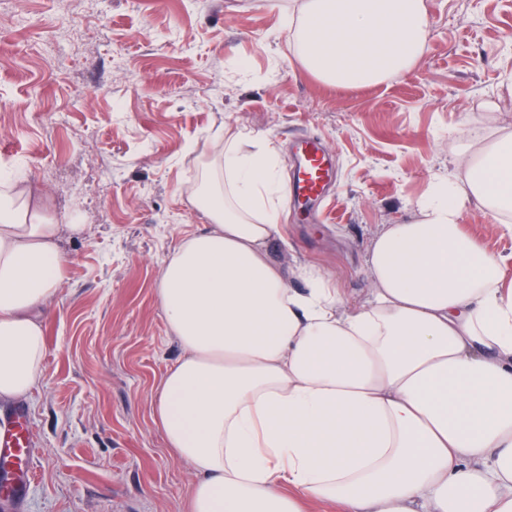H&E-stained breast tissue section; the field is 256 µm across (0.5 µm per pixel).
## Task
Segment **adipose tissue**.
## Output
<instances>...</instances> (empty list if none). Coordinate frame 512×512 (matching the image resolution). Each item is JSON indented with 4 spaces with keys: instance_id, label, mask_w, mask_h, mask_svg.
I'll list each match as a JSON object with an SVG mask.
<instances>
[{
    "instance_id": "adipose-tissue-1",
    "label": "adipose tissue",
    "mask_w": 512,
    "mask_h": 512,
    "mask_svg": "<svg viewBox=\"0 0 512 512\" xmlns=\"http://www.w3.org/2000/svg\"><path fill=\"white\" fill-rule=\"evenodd\" d=\"M424 0H301L303 67L369 86L408 71ZM275 144L229 142L195 191L211 227L176 246L157 296L181 348L153 421L196 479L190 512H512V279L463 229L478 207L512 235V136L437 181L374 238L373 287L344 304L322 272L288 285L268 242L285 198ZM23 181L0 178V402L42 377L41 312L67 260Z\"/></svg>"
}]
</instances>
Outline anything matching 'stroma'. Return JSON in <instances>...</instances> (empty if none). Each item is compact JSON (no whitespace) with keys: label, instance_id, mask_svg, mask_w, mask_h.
Masks as SVG:
<instances>
[{"label":"stroma","instance_id":"35a3bbf8","mask_svg":"<svg viewBox=\"0 0 512 512\" xmlns=\"http://www.w3.org/2000/svg\"><path fill=\"white\" fill-rule=\"evenodd\" d=\"M288 2L0 0V168L22 174L68 260L25 401L36 479L24 509L0 498V512H188L192 468L152 419L182 355L157 288L179 240L209 227L190 194L225 133L246 151L321 139L336 191L287 202L267 255L290 287L312 265L348 302L373 286L376 235L411 220L431 181L459 176L475 153L462 121L491 140L512 134V0H425L414 66L362 88L301 65ZM462 222L512 277V237L476 207Z\"/></svg>","mask_w":512,"mask_h":512}]
</instances>
